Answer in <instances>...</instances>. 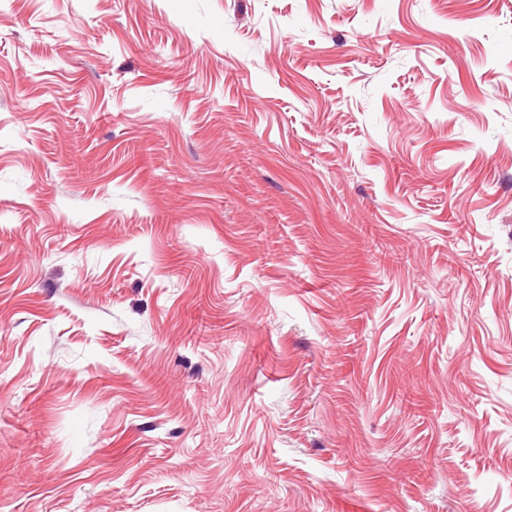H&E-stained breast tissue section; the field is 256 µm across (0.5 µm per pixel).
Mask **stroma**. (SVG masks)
I'll return each instance as SVG.
<instances>
[{
  "label": "stroma",
  "instance_id": "stroma-1",
  "mask_svg": "<svg viewBox=\"0 0 512 512\" xmlns=\"http://www.w3.org/2000/svg\"><path fill=\"white\" fill-rule=\"evenodd\" d=\"M0 512H512V0H0Z\"/></svg>",
  "mask_w": 512,
  "mask_h": 512
}]
</instances>
